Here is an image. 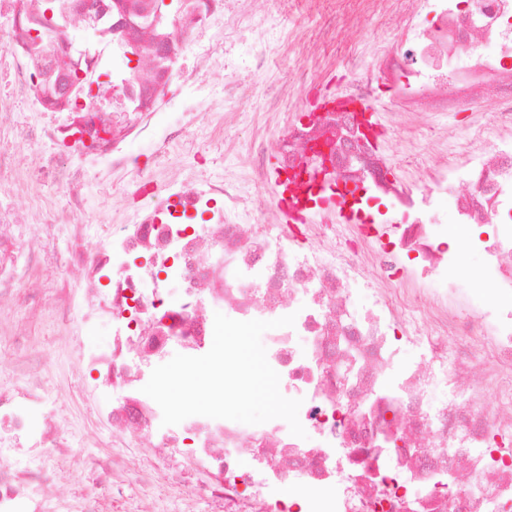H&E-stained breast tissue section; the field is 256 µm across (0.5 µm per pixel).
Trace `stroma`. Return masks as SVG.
I'll return each instance as SVG.
<instances>
[{"label": "stroma", "instance_id": "obj_1", "mask_svg": "<svg viewBox=\"0 0 512 512\" xmlns=\"http://www.w3.org/2000/svg\"><path fill=\"white\" fill-rule=\"evenodd\" d=\"M320 22L316 10L298 12L288 0H258L253 10L240 19L238 34H225L223 18H213L195 38L189 54L218 57L227 73L244 78L248 75L250 44L265 41L283 52L269 65L267 90L290 83L295 91H302L298 75L302 67L308 66L321 74L324 90L335 93L344 86L346 76L336 56L317 50L306 56L298 53ZM350 31L357 57L364 63L370 61L375 49L393 45L397 37L365 0H357ZM168 94L181 101L183 109L163 114L161 122L183 125L182 141L161 159L153 156L151 146L145 142H131L124 148L144 172L153 175L156 189L152 197H130L123 206L113 207L112 197L123 193L130 171L121 169L105 178L93 162H82V216L90 243L104 242L114 229L130 223L142 204H161L169 184L175 180L200 172L214 180L223 178L227 171H239L245 192L269 196V187L256 185L241 168L252 142L270 135L272 123L248 107L235 113L224 125L211 123L206 117L209 103L219 104L224 99V79L220 76L206 79L204 92H189L175 83ZM414 134L416 153H407L387 142L382 145L391 156L395 174L405 179L414 178L417 166L434 151L432 136L420 128ZM76 246L70 225H54L49 255L39 266L28 267L27 254L18 258L19 265L28 268L26 281L35 302H27L12 292L0 294V392L15 395L35 415L52 413L61 441L74 453L64 456L47 449L33 450L32 440L21 435L8 440L9 446L17 450L8 463L25 469L36 486L42 476H50L47 497L53 512H183L197 474H190L179 484L165 483L161 473L145 470L151 457L149 449L122 450L112 445L108 413L102 407L92 374L83 370L80 363L84 347L111 342L112 329L102 325L89 333L83 327L81 309L86 282L70 269V257ZM63 300L70 305L66 316L58 311ZM122 455L136 458L137 466L121 478V490L117 493L102 486L97 476L83 465L90 458L108 463Z\"/></svg>", "mask_w": 512, "mask_h": 512}]
</instances>
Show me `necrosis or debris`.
Here are the masks:
<instances>
[{
	"mask_svg": "<svg viewBox=\"0 0 512 512\" xmlns=\"http://www.w3.org/2000/svg\"><path fill=\"white\" fill-rule=\"evenodd\" d=\"M372 2L399 45L366 64L347 58L343 91L299 104L254 143L253 181L275 184L263 220L239 175L186 177L108 244L89 245L73 158L122 167L124 144L137 140L168 151L173 140L159 138L156 118L169 85L199 89L214 65L209 55L185 64L189 45L210 18L237 21L248 0H184L175 20L161 16L160 0H0L9 21L0 51L16 88L35 111L67 115L22 133L62 151L36 154L25 172L0 155V184L47 180L67 199L34 220L71 226L89 285L84 323L112 325L111 343L87 348L81 364L112 393L113 437L150 440L162 459L202 469L196 491L222 512H512V0ZM76 18L80 39L70 32ZM270 53L268 43L251 46V82L226 76L223 112L258 96L273 114L294 97L285 84L260 96ZM383 85L399 117L426 126L471 112L473 159L459 165L443 128L422 176L392 178L379 143L398 140L401 127L378 128L372 140L358 114ZM447 208L485 234L450 243ZM16 221L0 204L1 291L21 285ZM465 249L481 256L489 296L471 293ZM218 312L294 315L263 344L283 392L302 402L306 438L281 419L163 425L142 388L175 354L207 353ZM408 348L417 363L403 362ZM2 430L64 448L51 417L33 429L0 392ZM21 500L49 512L24 473L0 465V512H17Z\"/></svg>",
	"mask_w": 512,
	"mask_h": 512,
	"instance_id": "1",
	"label": "necrosis or debris"
}]
</instances>
